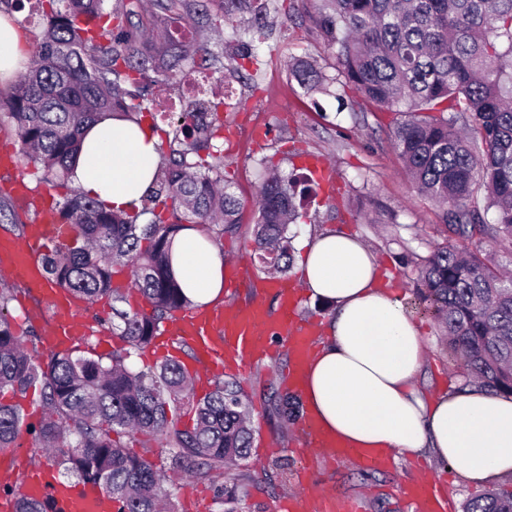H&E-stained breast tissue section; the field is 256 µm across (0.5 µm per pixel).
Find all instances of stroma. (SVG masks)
Listing matches in <instances>:
<instances>
[{
	"label": "stroma",
	"mask_w": 512,
	"mask_h": 512,
	"mask_svg": "<svg viewBox=\"0 0 512 512\" xmlns=\"http://www.w3.org/2000/svg\"><path fill=\"white\" fill-rule=\"evenodd\" d=\"M271 36L262 37L260 52L272 62L260 66L252 76L241 77L224 69L215 89L211 108L225 127L240 129L251 122L265 123L268 135L262 141L239 138L236 146L225 139L216 144L224 151V173L230 190L245 201L241 229L236 237H224L216 245L224 255V274L232 276L240 263L249 262L253 243L251 232L256 220L252 205L259 190L257 172L263 161H270L282 174L312 177L310 160L323 158L333 167L336 186L333 196L318 193L310 197L299 217L291 224L297 239H304L323 228L359 235L371 246L379 261V273H397L398 292L413 296L417 278L416 259L427 257L435 246L445 243L448 231L440 209L418 194L412 180L391 144L392 114L376 107L359 109L357 96L347 92L336 98L320 92H306L289 78L287 62L314 58L326 72H333L336 54L319 36L309 18L306 0H292L289 11L274 16ZM247 101L245 111H233L224 104L225 89ZM25 176L30 188L27 198L15 199L26 223H38L52 201H63L67 191L40 183L34 172L0 169V189ZM113 301L93 303L83 311L86 330L80 348L108 353L120 347L110 319ZM11 323L18 335L41 331L49 317L45 300L21 287L8 304ZM413 317L427 342L418 386L436 395L453 391L463 383L459 369L448 359L437 322L429 315L414 312ZM288 364L287 351L262 364L245 365L239 376L244 392L251 398L252 425L255 429L249 468L238 480L243 494V512H271L275 502L299 489V475L307 458L300 453L302 439L297 422H284L271 408L269 392L285 393L281 372ZM273 441V454L263 451L265 441ZM137 445L146 446L148 455L164 467L165 485L173 493L176 512H224L217 492L219 480L189 479L185 470L169 467L168 454L146 434L137 435ZM426 468L448 477L450 502L447 512H463L467 499L478 495V487L461 481L456 469L439 464L431 455L391 460L386 470L367 471L340 462L318 464L314 489L329 488L337 496L360 501L362 512H412L403 494L405 482L419 469Z\"/></svg>",
	"instance_id": "obj_1"
}]
</instances>
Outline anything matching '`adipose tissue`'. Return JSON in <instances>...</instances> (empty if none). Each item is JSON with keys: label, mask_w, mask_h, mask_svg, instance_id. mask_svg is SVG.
<instances>
[{"label": "adipose tissue", "mask_w": 512, "mask_h": 512, "mask_svg": "<svg viewBox=\"0 0 512 512\" xmlns=\"http://www.w3.org/2000/svg\"><path fill=\"white\" fill-rule=\"evenodd\" d=\"M30 64L20 18L0 16V88ZM154 125L108 113L87 128L71 176L83 195L117 214L140 211L160 158ZM309 297L333 316L300 395L324 428L356 448L395 457L431 449L475 486L512 481V395L472 386L426 397L413 381L426 349L403 294L379 287V265L357 235L321 231L298 244ZM173 273L186 299L209 307L224 299V256L195 229L173 244Z\"/></svg>", "instance_id": "obj_1"}]
</instances>
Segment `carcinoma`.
Masks as SVG:
<instances>
[{
    "label": "carcinoma",
    "mask_w": 512,
    "mask_h": 512,
    "mask_svg": "<svg viewBox=\"0 0 512 512\" xmlns=\"http://www.w3.org/2000/svg\"><path fill=\"white\" fill-rule=\"evenodd\" d=\"M250 15L247 27H228L219 64L236 73L259 64L257 49L242 47L241 33L273 31L280 0H230ZM312 22L336 50V74L314 60L290 74L308 92L351 89L384 112L399 116L392 145L417 191L435 201L448 233L512 252V0H312ZM48 0L45 28L29 71L0 109L18 140L24 166L65 188L84 129L105 112L140 120L152 111L148 86H179L200 49L196 20L219 29L224 0ZM185 22L187 36L158 26L163 16ZM98 26L101 46L87 36ZM223 123L205 103L173 125L168 158L142 210L122 216L74 191L59 209L77 245H58L42 257L53 282L87 300L125 297L113 286L114 269H127L130 289L151 306L112 310V326L128 348L109 354L77 349L41 360L12 328L8 303L15 289L0 283V449L29 436L81 481L99 484L119 512H174L161 469L146 454L112 440L124 429L159 440L170 464L196 477L228 476L249 458L253 443L250 401L235 378L194 392L183 364L166 360L144 371L128 365L150 345L160 324L188 309L171 268L173 237L184 224L217 236L239 232L243 200L224 180V155L212 143ZM206 155H201V152ZM304 197L294 178L263 174L254 202L255 250L263 267L283 273L291 259L289 224ZM494 218L488 219V213ZM0 221L25 234L13 201L0 198ZM414 294L446 336L448 359L464 384L512 394V274L486 263L480 251L434 248L417 265ZM38 392L42 416L33 423L14 398ZM192 424L178 427L182 413ZM225 512H238L239 485L222 488ZM15 512H54L46 499L22 498ZM463 512H512V489H489Z\"/></svg>",
    "instance_id": "obj_1"
}]
</instances>
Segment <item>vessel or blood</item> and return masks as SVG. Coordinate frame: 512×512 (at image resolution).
<instances>
[{
  "instance_id": "b4317fda",
  "label": "vessel or blood",
  "mask_w": 512,
  "mask_h": 512,
  "mask_svg": "<svg viewBox=\"0 0 512 512\" xmlns=\"http://www.w3.org/2000/svg\"><path fill=\"white\" fill-rule=\"evenodd\" d=\"M72 228L44 217L31 225L24 243L0 239V272L23 281L52 306L53 315L42 329L47 351H60L73 345L83 331L78 305L62 288L46 279L40 257L48 242L61 240ZM226 288L233 294L245 295L242 304H228L175 315L154 347L155 353L167 354L173 343L194 347L196 362L204 375H220L237 370L248 363L272 357L277 342L288 347L289 362L284 377L289 390L301 392L304 372L312 359L318 335V321L299 318L297 306L301 292L296 282L259 279L243 273L231 277ZM275 292L279 300L277 315H269L263 297ZM303 452L329 460L344 459L364 470H377L388 465L385 455H373L334 440L325 432L315 415L303 412L299 419ZM301 490L288 502L275 503L272 512H358L356 502L337 500L335 495L307 489L308 477H301ZM0 485L16 486V493L0 495V512H12L16 495L50 499L56 512H117L113 502L97 484L62 483L55 480L49 468L29 457L12 452L7 465L0 467ZM449 487L443 475L426 472L412 478L406 495L415 512H446Z\"/></svg>"
}]
</instances>
